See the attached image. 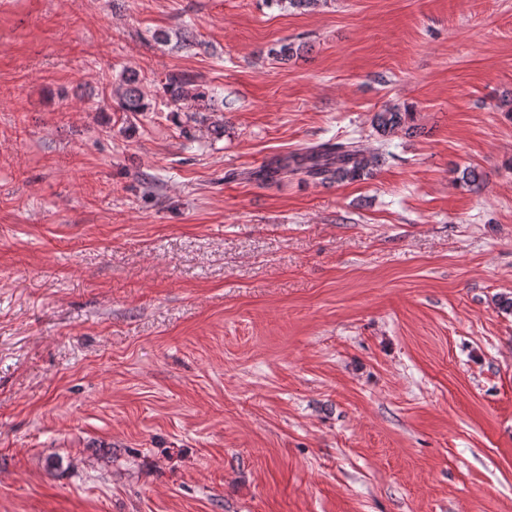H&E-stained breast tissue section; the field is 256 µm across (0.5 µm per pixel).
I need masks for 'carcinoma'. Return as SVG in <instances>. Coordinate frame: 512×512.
Instances as JSON below:
<instances>
[{"mask_svg":"<svg viewBox=\"0 0 512 512\" xmlns=\"http://www.w3.org/2000/svg\"><path fill=\"white\" fill-rule=\"evenodd\" d=\"M162 91L173 111H182V102L193 100L203 102L208 93L189 88L184 78L169 74L162 84ZM122 112H145L150 103L138 87V79L133 72L127 73L117 102ZM412 113L396 104H385L374 113L372 126L385 137L406 128ZM384 162L383 154L359 149L355 142H325L286 155L271 158L258 170L250 173V178L260 182H275L289 175L302 176L320 184H335L355 181L369 176Z\"/></svg>","mask_w":512,"mask_h":512,"instance_id":"cac0c4a2","label":"carcinoma"}]
</instances>
